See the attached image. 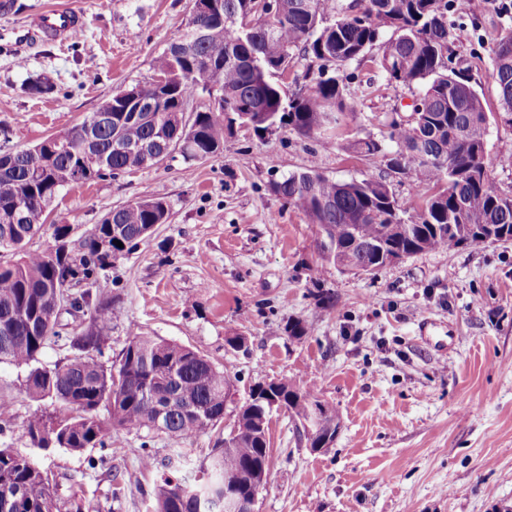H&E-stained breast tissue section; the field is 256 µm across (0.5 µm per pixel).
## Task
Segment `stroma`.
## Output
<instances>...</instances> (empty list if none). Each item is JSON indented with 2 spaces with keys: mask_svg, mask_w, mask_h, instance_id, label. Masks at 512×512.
<instances>
[{
  "mask_svg": "<svg viewBox=\"0 0 512 512\" xmlns=\"http://www.w3.org/2000/svg\"><path fill=\"white\" fill-rule=\"evenodd\" d=\"M0 17V149L30 147L82 122L117 90L148 80L154 59L184 28L191 0H16ZM84 14L80 38L64 44L23 39L31 18L53 6ZM512 13L495 0H450L448 55L479 92L491 120L486 159L495 187L512 191V125L497 120L490 49ZM366 91L339 141L379 135L392 112L410 113L414 92L348 67ZM49 93H32L37 81ZM317 167L348 181L382 172L379 160L282 127L259 136L235 127L217 157L170 158L151 168L63 188L47 227L27 245L43 251L53 227L87 234L113 208L145 196L166 201L167 223L108 270L115 302L105 360L131 331L189 346L226 371L232 400L271 379L305 375L339 420L334 445L307 447L288 412L272 409L269 481L257 512H512V241L481 250L420 253L374 274L342 273L324 263L315 229L284 204L274 182ZM334 296L324 307L317 288ZM431 319L422 327V319ZM311 328L290 338L288 322ZM457 341L435 348L448 329ZM239 336L243 347H228ZM0 392L14 401L0 446L31 454L58 481L60 512H151L164 479L194 480L225 426L190 440L159 436L152 468L140 466L143 434L112 435V457L93 469L99 449L33 448L24 424L58 412L25 392V374L0 362Z\"/></svg>",
  "mask_w": 512,
  "mask_h": 512,
  "instance_id": "stroma-1",
  "label": "stroma"
}]
</instances>
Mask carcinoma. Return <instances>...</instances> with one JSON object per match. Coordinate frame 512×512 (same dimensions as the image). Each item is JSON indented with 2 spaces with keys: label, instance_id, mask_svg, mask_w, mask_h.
<instances>
[{
  "label": "carcinoma",
  "instance_id": "carcinoma-1",
  "mask_svg": "<svg viewBox=\"0 0 512 512\" xmlns=\"http://www.w3.org/2000/svg\"><path fill=\"white\" fill-rule=\"evenodd\" d=\"M351 15L336 3L328 18L327 0H278L270 16L257 0H215L208 30L193 38L183 29L157 56L153 71L170 75L154 108H139L112 95V124L99 131L95 147L106 156L110 176L159 164L167 157L177 129L176 109L201 93L220 98L195 113L184 132L180 156L206 160L224 149V135L252 113L262 134L287 126L306 138L340 125L354 114L350 83L335 75L317 79L287 95L278 77L298 57L335 60L336 70L371 58L387 83L423 87L412 112L414 122L388 124L381 138L359 137L342 145L336 137L319 139L324 151L344 148L358 156L381 158L385 175L339 181L317 169L293 172L273 191L301 211L316 229L323 261L340 272L389 265V256L436 250H478L512 240V192L493 184L485 163L487 112L479 93L448 69V0H358ZM492 75L500 115L512 124V28L491 49ZM144 151H118L113 136ZM0 361L26 370L28 395L59 403L64 414H35L25 430L33 445L81 453L109 448L112 432L144 430L141 464L152 465L150 440L159 434L187 440L224 419L231 378L192 348L134 333L119 355L120 373L101 361L111 322L112 289L101 284L112 264L148 240L166 223L167 203L143 197L118 206L79 242L75 258L30 251L48 204L71 183L102 175L83 173L80 147L34 159L29 148L0 151ZM397 174L408 182L413 205L401 203L387 182ZM123 247H118L115 241ZM82 301L87 324L62 334L60 301ZM64 341L78 351L65 362L45 365L41 355ZM298 419L310 421L304 438L312 449L322 444L315 387L293 379L276 393ZM106 412L103 419L100 412ZM268 404L241 406L235 430L217 440L200 466L196 484L164 480L155 491L153 512H207L199 492L224 497V475L269 471ZM53 478L27 454L0 448V512H54Z\"/></svg>",
  "mask_w": 512,
  "mask_h": 512
}]
</instances>
